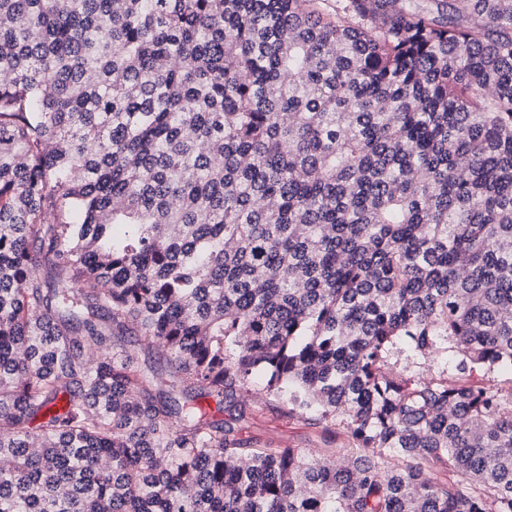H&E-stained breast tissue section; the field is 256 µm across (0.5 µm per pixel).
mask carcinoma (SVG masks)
Listing matches in <instances>:
<instances>
[{"label": "carcinoma", "mask_w": 512, "mask_h": 512, "mask_svg": "<svg viewBox=\"0 0 512 512\" xmlns=\"http://www.w3.org/2000/svg\"><path fill=\"white\" fill-rule=\"evenodd\" d=\"M450 343L512 367V0H0V512H512ZM211 414L223 419L239 430V435L249 439L256 448H343L348 436L342 426L326 428L325 424H313L277 404L265 405L249 402L244 416L239 419V406L229 407L223 413L216 411V404L209 400Z\"/></svg>", "instance_id": "1"}]
</instances>
